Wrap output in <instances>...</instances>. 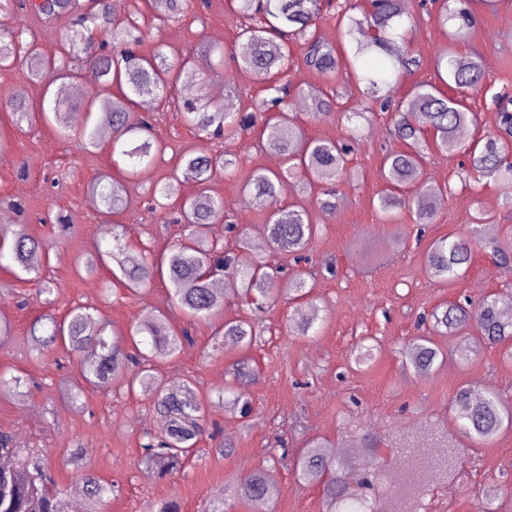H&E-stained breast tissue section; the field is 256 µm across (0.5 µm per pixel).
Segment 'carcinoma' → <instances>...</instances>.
<instances>
[{
    "label": "carcinoma",
    "mask_w": 512,
    "mask_h": 512,
    "mask_svg": "<svg viewBox=\"0 0 512 512\" xmlns=\"http://www.w3.org/2000/svg\"><path fill=\"white\" fill-rule=\"evenodd\" d=\"M473 0H460V6L448 9L442 0L443 22L458 21L448 34L446 45L436 58V66L444 68L446 85L455 92L451 96L432 83L415 85L408 98L395 100L394 89L401 76L416 64L398 44L403 39L406 8L404 0H369L361 15L354 7L338 0H228V9L240 21L232 53L234 66L259 76L262 96L240 112H226L221 107L209 108L193 99L180 100L183 120L198 135L231 138L241 133L255 135L256 146L283 159L277 170L259 168L242 186L248 202L266 212L264 232L270 243L300 261L312 241L321 233V225L311 222L305 210H284L278 205L287 177L301 173L321 178L335 177L346 170L350 145L309 137L299 123L297 113L290 111L294 98L304 96L311 101L313 116H326L335 111L336 74L346 64L360 92L370 106L393 114L394 137L402 148L387 153L381 162L380 175L385 188L379 192L377 209L385 221L397 218V210L415 215V223H432L444 197L451 189L430 184L423 196L406 198L399 189L416 181L422 172V161L430 147L468 157L470 166L461 169L458 177L472 190L483 181L501 185L504 202L512 205V111L503 104L498 112L497 126L471 142H461L459 131L476 123V115L464 104L467 94L481 90L483 68L478 54L461 55L456 49L463 42L475 21ZM21 9L38 17L49 15L70 20L69 36L64 52L53 58L41 55L34 42L22 33L0 37V68L21 70L38 84H45L56 74L72 72L69 59L80 51L98 47L91 62L99 70L108 87L119 95H98L84 103L90 112L100 114V121L112 130V152L137 170L151 165L166 145L155 135L153 121L135 119L128 112L135 98L146 94L164 96L175 89L182 74L196 66L191 54L175 53L158 41L148 55L140 52L150 28H157L194 10L192 0H151L147 11L122 12L119 0H89L81 7L79 0H0V10ZM331 15L346 28L355 48L352 56L340 57L336 49L318 34V22ZM156 20L152 27L146 20ZM304 47L303 62L315 71L320 84L308 90L294 89L288 80L293 57L288 44ZM64 104L55 92L48 104H40L42 119L64 129ZM432 134L427 139L426 134ZM181 172L155 186L150 210L164 216L170 214L169 200L176 201L175 222L185 225L189 233L184 241L167 252L155 255L143 249L134 251L123 242L122 225H112V248L96 249L82 259L86 270L110 265L118 268L116 281L134 293L156 277H167L172 299L189 318L209 320L222 310L221 300L213 293V281L224 274L232 276L241 290L244 302L263 308L275 296L286 293L298 299L309 297L305 273L295 270L284 280L279 267L263 266L248 257L246 234L234 224H224V231L235 234L238 250L224 247L216 226L224 221V202L211 194L210 182L218 172L230 174L238 166L233 154L188 153L182 157ZM196 183L195 193L181 195L186 181ZM92 207L104 208L112 217L123 213L128 201L124 183L110 175L94 181L88 190ZM505 240L485 242L477 236L451 233L432 242L424 255L426 274L441 282L452 283L462 277L478 249L490 250L493 262L501 268H512V229L504 231ZM43 250L42 243L19 226L0 225V262L8 260L19 271L40 279L39 268L32 258ZM512 307V292L493 293L483 297L475 307L450 302L436 307L430 314L433 331L453 340V346L442 350L428 336H414L402 348L401 355L414 375L425 377L444 360L467 359L482 345H500L512 359V319L503 310ZM319 311L293 322V331L300 336L317 333L315 323ZM223 345L231 349L249 348L255 340L253 327L241 320L224 322ZM32 347L42 354L61 344L69 351L87 348L95 355L80 363L81 376L88 382L110 386L121 382L133 393L141 390L165 419L163 432L147 433L142 438L136 465L149 478L163 479L180 470L188 456L195 453L203 432V404L194 383H179L180 390L169 389L170 383L152 373L154 359L172 358L189 340L188 332L171 331L163 317L135 323L126 331L105 327L92 329V317L84 308L71 310L63 319L52 314L37 317L30 327ZM250 359L238 361L225 380L224 404L240 417L253 411V402L241 390L244 378L250 375ZM28 392L27 379L19 374L0 370V397L22 396ZM449 412L459 431L477 442L496 438L512 426V403L489 392L474 397L467 385L460 386L449 402ZM324 438L313 437L305 442L292 461L294 479L321 489L323 512H382L388 492L407 487L416 506L430 492L429 484L419 479L426 472L431 482L448 477L455 463L454 448L438 445L412 452L402 448L404 467L391 472L384 466L385 448L381 439L363 434L356 448L357 459L339 461ZM10 464L0 466V512H69V504L57 488L51 473L38 453L13 443L8 434H0V459ZM85 499L90 504L103 501L113 485L79 464L73 453ZM241 499L273 502L279 493L273 467L262 466L235 483Z\"/></svg>",
    "instance_id": "obj_1"
}]
</instances>
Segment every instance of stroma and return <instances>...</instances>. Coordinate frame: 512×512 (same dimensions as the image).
<instances>
[{"label":"stroma","instance_id":"stroma-1","mask_svg":"<svg viewBox=\"0 0 512 512\" xmlns=\"http://www.w3.org/2000/svg\"><path fill=\"white\" fill-rule=\"evenodd\" d=\"M421 3L406 0L413 23L403 47L419 64L395 89L398 100L406 98L414 84L437 82L435 59L448 42L435 13L424 10ZM238 24L225 0H208L207 8L162 27L157 40L180 53L197 54L207 44L230 52ZM68 25L65 18L50 21L23 12H0V34L23 31L25 39L37 42L48 56L60 54ZM457 49L479 54L487 86L486 92L465 101L478 117L477 124L466 129L472 138L495 127L491 92L512 90V0H500L493 11L476 8L470 34ZM237 73L229 61L220 69L199 62L193 71L195 98L218 106L229 100L235 110H244L261 84L254 77L237 80ZM351 84L349 77L338 74L336 114L315 118L309 109L300 110L310 137L348 139V125L338 112L364 106ZM16 86L23 87L21 99L32 116L15 125L12 100L0 104V140L6 144L0 150V212L48 243V259L40 273L50 281L53 294L44 298L38 282L26 279L15 267H0V317L12 325L11 336L0 340V369L26 375L32 382L26 396L0 398V431L38 450L62 492L72 494L79 486L70 462L77 448L97 475L120 485L117 496L101 503L99 512H149L151 505L170 498L180 503L181 512H202L208 503L224 499L233 512H253V503L231 497L228 487L268 464L278 444L293 453L307 438L320 436L348 448L357 445V432L363 429L388 445L399 436L414 445L429 438L437 425L454 435L459 468L447 484L427 496L428 512H476L482 492L492 487L500 490L492 502L493 512H512V429L492 441L475 443L457 435L447 411L450 397L463 384L512 399V360L501 348L484 346L469 361H448L423 378L401 365L402 344L426 334L421 319L434 308L467 296L476 299L512 291V269L496 268L481 250L453 284L436 282L424 270L426 247L448 233L469 232L477 211L495 215L497 232L512 226V207L505 205L496 185H486L476 194L462 187L455 176L463 161L459 153L430 149L418 183L403 191L413 197L430 182L451 185L434 222L422 229L406 212L396 223H382L374 205L384 187L383 155L399 147L388 113L378 111L360 122V143L350 157V170L335 180L340 196L335 214L318 207L321 180L303 175L289 179L280 206H303L313 223L322 227L302 264L322 307L318 336L305 339L288 330L289 321L301 319L309 309L302 299L282 296L259 311L242 304L233 292L224 297L223 318L192 321L174 305L168 281L157 278L131 293L113 284L108 269L89 272L79 267V259L88 252L112 245L111 224L87 201L90 183L112 169L111 145L80 149L86 118L59 132L39 115L41 85L20 71L0 70V90ZM153 118L155 133L167 149L126 182L130 207L118 217L125 242L157 252L180 242L183 227L165 223L147 209L152 188L172 174L186 153L228 152L238 157V167L230 175L217 173L210 184L213 194L224 201L226 218L246 233L252 259L294 268L292 256L263 244L264 213L241 192L253 170L272 167L271 152L254 149L250 134L219 140L200 137L177 111H157ZM57 215L64 218L67 231H59L53 221ZM76 307L87 308L95 323L122 329L160 313L173 329H189L192 341L177 358L155 362L168 381L194 379L205 407L207 426L200 449L174 476L149 479L135 467L143 435L164 424L142 393H127L118 384L104 389L86 383L78 401L68 403L64 393L78 381V365L61 348L43 355L31 350L29 330L36 316L50 311L61 318ZM226 318L250 322L257 336L247 354L255 360L257 372L243 387L254 403V414L246 423L219 396L228 371L244 355L221 345ZM365 336L375 338L377 349L371 362L358 367L350 363L349 355ZM227 442L233 445L231 452L219 454V447ZM277 479L280 495L266 512H322L319 488L298 484L286 466L279 467Z\"/></svg>","mask_w":512,"mask_h":512}]
</instances>
